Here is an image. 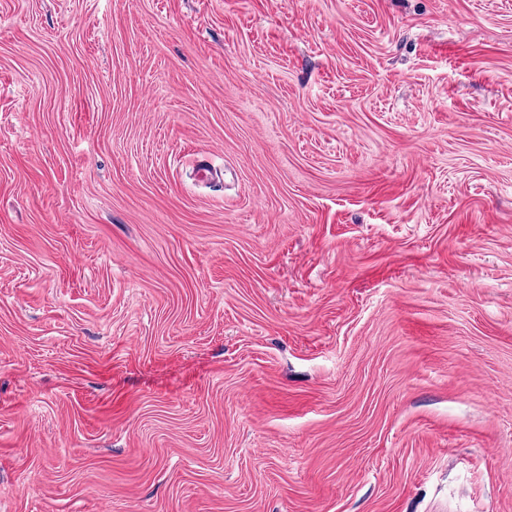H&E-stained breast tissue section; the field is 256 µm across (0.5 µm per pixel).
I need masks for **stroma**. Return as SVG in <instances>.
<instances>
[{
  "label": "stroma",
  "instance_id": "obj_1",
  "mask_svg": "<svg viewBox=\"0 0 512 512\" xmlns=\"http://www.w3.org/2000/svg\"><path fill=\"white\" fill-rule=\"evenodd\" d=\"M0 512H512V0H0Z\"/></svg>",
  "mask_w": 512,
  "mask_h": 512
}]
</instances>
